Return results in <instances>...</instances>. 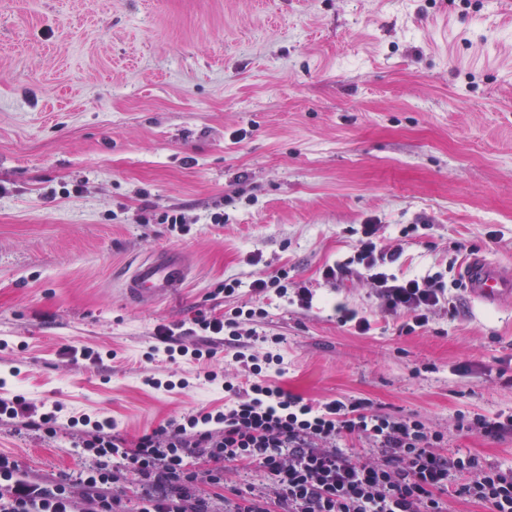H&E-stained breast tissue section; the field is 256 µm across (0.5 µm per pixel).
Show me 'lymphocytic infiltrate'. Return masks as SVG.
Wrapping results in <instances>:
<instances>
[{
	"label": "lymphocytic infiltrate",
	"instance_id": "1",
	"mask_svg": "<svg viewBox=\"0 0 512 512\" xmlns=\"http://www.w3.org/2000/svg\"><path fill=\"white\" fill-rule=\"evenodd\" d=\"M376 232V225H362L354 257L326 266L324 279L366 276L389 311L409 315L415 327L427 325L462 280L451 265L421 279L387 273L401 252L379 250ZM265 316L261 308L234 307L221 316L197 312L191 323L205 335L235 340L242 326ZM153 336L168 361L185 358L201 367L204 381L218 379L215 351L184 344L166 325ZM233 361L243 379L225 382L224 406L167 420L131 441L115 434L111 418L94 421L84 414L63 423L24 395L1 396V425L50 438L69 430L87 462L76 477L82 488L76 496L67 482L23 478L18 461L1 454L0 512H447L448 493L485 512H512L511 467L485 464L470 453L444 454L442 434L421 420L381 415L361 400L304 401L262 379L263 365L281 364V355L239 351ZM353 440L372 444L376 456L352 459L343 444ZM238 462L253 466L274 490L235 489L216 509L224 469ZM127 475L139 486L132 509L113 490Z\"/></svg>",
	"mask_w": 512,
	"mask_h": 512
}]
</instances>
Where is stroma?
I'll list each match as a JSON object with an SVG mask.
<instances>
[{
  "label": "stroma",
  "mask_w": 512,
  "mask_h": 512,
  "mask_svg": "<svg viewBox=\"0 0 512 512\" xmlns=\"http://www.w3.org/2000/svg\"><path fill=\"white\" fill-rule=\"evenodd\" d=\"M171 210L183 231L160 223ZM363 224L402 247L400 277L472 255L512 268V0H0V392L133 438L224 401L194 363L147 360L155 328L261 307L267 342H240L281 354L273 385L415 417L447 453L512 466L511 431L455 428L512 414V304L462 291L405 332L372 284L322 276ZM160 247L196 279L128 300L123 275ZM282 269L311 307L252 291ZM73 346L103 365H71ZM0 454L36 480L83 463L68 437L6 429ZM336 315L338 320L343 324H351L359 333H366L370 330V321L354 308L348 307L344 303L336 304ZM502 415L489 419L480 414L466 416L460 414L457 416V428L465 432H478L485 435H497L512 429V416H505L501 420Z\"/></svg>",
  "instance_id": "35a3bbf8"
}]
</instances>
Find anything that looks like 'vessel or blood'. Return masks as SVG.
Here are the masks:
<instances>
[{
    "instance_id": "1",
    "label": "vessel or blood",
    "mask_w": 512,
    "mask_h": 512,
    "mask_svg": "<svg viewBox=\"0 0 512 512\" xmlns=\"http://www.w3.org/2000/svg\"><path fill=\"white\" fill-rule=\"evenodd\" d=\"M462 278L478 302L497 306L512 300V272L480 256L469 257ZM193 277L187 256L175 248H164L136 262L122 283L125 296L151 304L185 288Z\"/></svg>"
}]
</instances>
